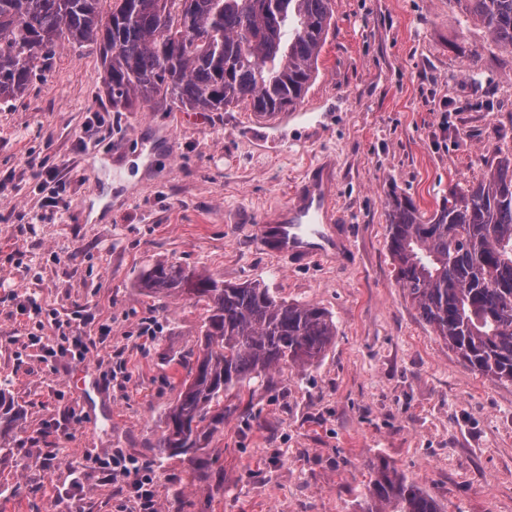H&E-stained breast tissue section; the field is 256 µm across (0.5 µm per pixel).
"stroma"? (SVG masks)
<instances>
[{
    "label": "stroma",
    "instance_id": "35a3bbf8",
    "mask_svg": "<svg viewBox=\"0 0 512 512\" xmlns=\"http://www.w3.org/2000/svg\"><path fill=\"white\" fill-rule=\"evenodd\" d=\"M332 9L314 80L272 116L163 101L113 111L96 49L67 42L0 108V382L23 411L0 456V512H67L72 466L116 448L150 466L159 512H359L374 459L442 512H512V382L471 372L435 335L396 282L387 235L391 192L427 215L512 156V53L461 0ZM91 123L103 136L84 151ZM327 155L353 252L293 268L260 249L257 221ZM159 261L260 284L336 323L318 363L225 394L224 428L196 469L156 444L205 312L137 287ZM26 292L39 320L21 308ZM60 315L80 320L85 351L63 343ZM85 370L91 382L77 383ZM81 506L124 502L89 471Z\"/></svg>",
    "mask_w": 512,
    "mask_h": 512
}]
</instances>
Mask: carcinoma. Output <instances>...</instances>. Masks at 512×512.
Segmentation results:
<instances>
[{
  "mask_svg": "<svg viewBox=\"0 0 512 512\" xmlns=\"http://www.w3.org/2000/svg\"><path fill=\"white\" fill-rule=\"evenodd\" d=\"M332 0H0V105L22 96L63 41L99 51L112 109L168 100L191 112L245 103L266 115L303 97L333 25ZM472 20L512 51V0H464ZM395 278L421 317L473 372L512 381V158L453 187L428 217L388 202ZM153 298L205 302L202 340L165 415L160 457L194 463L224 424V392L273 368L310 367L336 338L312 304L258 284L224 282L169 261L142 272ZM22 420L0 385V450ZM360 512H441L386 462L369 465Z\"/></svg>",
  "mask_w": 512,
  "mask_h": 512,
  "instance_id": "1",
  "label": "carcinoma"
}]
</instances>
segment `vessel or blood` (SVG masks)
I'll list each match as a JSON object with an SVG mask.
<instances>
[{"mask_svg":"<svg viewBox=\"0 0 512 512\" xmlns=\"http://www.w3.org/2000/svg\"><path fill=\"white\" fill-rule=\"evenodd\" d=\"M335 181L332 161L310 167L274 217L261 219L257 229L259 247L294 268L348 257L352 252L351 236L336 207Z\"/></svg>","mask_w":512,"mask_h":512,"instance_id":"vessel-or-blood-1","label":"vessel or blood"}]
</instances>
